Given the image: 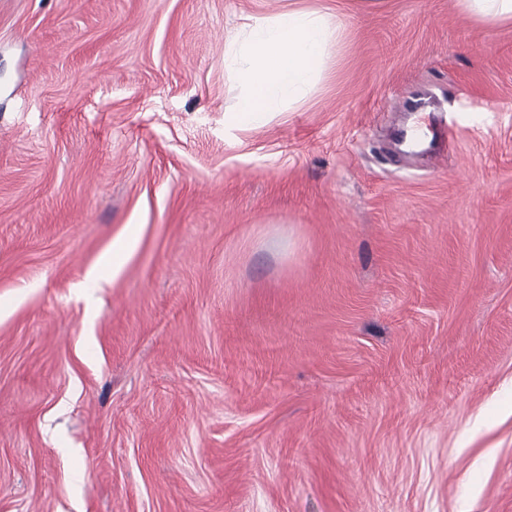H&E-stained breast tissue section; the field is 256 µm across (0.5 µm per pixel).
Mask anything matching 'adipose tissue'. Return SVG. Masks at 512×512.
<instances>
[{"label":"adipose tissue","mask_w":512,"mask_h":512,"mask_svg":"<svg viewBox=\"0 0 512 512\" xmlns=\"http://www.w3.org/2000/svg\"><path fill=\"white\" fill-rule=\"evenodd\" d=\"M330 13L292 8L251 18L224 47V66L241 88L231 119L260 122L302 101L317 84L330 44L338 39Z\"/></svg>","instance_id":"1"}]
</instances>
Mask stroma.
<instances>
[{"label": "stroma", "mask_w": 512, "mask_h": 512, "mask_svg": "<svg viewBox=\"0 0 512 512\" xmlns=\"http://www.w3.org/2000/svg\"><path fill=\"white\" fill-rule=\"evenodd\" d=\"M293 7L320 80L225 121L226 37ZM0 512H512V23L0 0Z\"/></svg>", "instance_id": "stroma-1"}]
</instances>
